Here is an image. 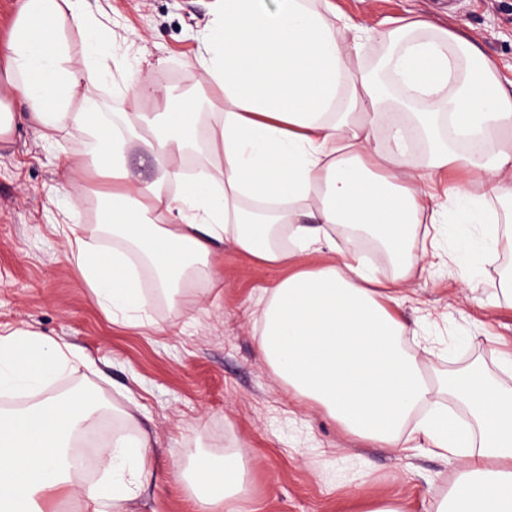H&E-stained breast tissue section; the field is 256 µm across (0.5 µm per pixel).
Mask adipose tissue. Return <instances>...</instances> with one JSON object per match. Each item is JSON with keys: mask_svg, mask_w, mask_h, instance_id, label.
<instances>
[{"mask_svg": "<svg viewBox=\"0 0 512 512\" xmlns=\"http://www.w3.org/2000/svg\"><path fill=\"white\" fill-rule=\"evenodd\" d=\"M198 65L224 95L208 125L215 154L194 187L176 164L198 125L189 108L146 117L104 114L85 91L112 67L111 40L85 19L83 0H24L0 43V142L21 126L53 143L80 130L83 149L65 165L111 179L100 192V225L116 248L90 251L72 225L65 254L109 319L152 326V299L138 283L146 266L176 301L193 270L218 274L225 245L288 270L261 311L258 350L292 399L323 410L339 429L374 448L427 450L461 470L435 512H512V386L471 365L427 379L404 347L402 285L425 255L488 260L512 215V80L461 30L423 17L361 22L334 0H216ZM84 32L82 65L70 29ZM383 42L382 66L413 104L393 117L364 41ZM429 152L414 166L415 139ZM139 155L150 175L131 170ZM376 243L387 276L366 259ZM315 256L298 268V255ZM74 346L18 327L0 333V396L24 397L0 411V512H127L145 492L147 436H120L104 449L107 479L87 483L68 455L99 407L95 394L47 396L48 386L84 362ZM446 390L471 421L438 406ZM241 454L208 456L194 470L197 512H238Z\"/></svg>", "mask_w": 512, "mask_h": 512, "instance_id": "obj_1", "label": "adipose tissue"}]
</instances>
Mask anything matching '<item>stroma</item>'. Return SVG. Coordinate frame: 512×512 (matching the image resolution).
<instances>
[{
    "mask_svg": "<svg viewBox=\"0 0 512 512\" xmlns=\"http://www.w3.org/2000/svg\"><path fill=\"white\" fill-rule=\"evenodd\" d=\"M355 20L423 15L478 39L502 79L512 80V0H335ZM215 0H85L84 14L124 67L140 71L173 100H192L201 123L219 120L224 99L207 85L195 58ZM109 112L160 111L152 99L132 101L119 73L85 92ZM83 146L77 129L55 144L20 129L0 143V329L21 325L74 345L88 362L56 380L49 394L77 387L95 392L102 412L126 407L132 392L142 407L140 428L151 437V486L140 512H192V490L177 469L199 458L244 454L240 512H356L372 497L403 499L409 512H429L456 479L458 463L428 452L406 456L397 448H366L344 435L324 412L294 407L288 389L258 353L253 317L264 289L285 278L225 247L221 282L199 281L172 311L163 295L151 309L154 328L110 321L65 259L63 229L79 219L84 239L104 247L96 225L95 191L108 180L77 177L80 190L64 191L58 169ZM487 264L471 262L472 288L489 303L471 300L459 265L446 261L404 285L401 313L415 332L406 336L427 376L454 374L472 364L499 375L497 351L512 350V296L501 293Z\"/></svg>",
    "mask_w": 512,
    "mask_h": 512,
    "instance_id": "1",
    "label": "stroma"
}]
</instances>
